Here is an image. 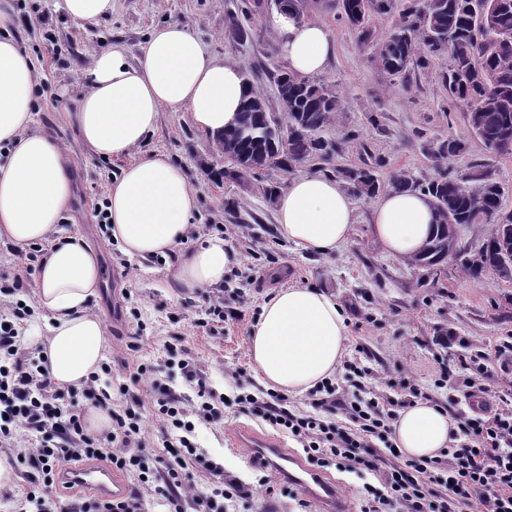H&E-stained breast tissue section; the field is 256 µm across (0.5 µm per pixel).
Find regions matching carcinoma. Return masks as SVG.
<instances>
[{"instance_id": "cac0c4a2", "label": "carcinoma", "mask_w": 512, "mask_h": 512, "mask_svg": "<svg viewBox=\"0 0 512 512\" xmlns=\"http://www.w3.org/2000/svg\"><path fill=\"white\" fill-rule=\"evenodd\" d=\"M340 17L363 42L373 37L370 19L387 15L394 0H339ZM385 70L393 75L448 55L442 76L448 97L469 107L475 135L486 148L500 153L498 142L512 137V0H407V4L376 44ZM283 112L277 117L255 91L243 103L237 123L212 137L227 166L220 178L242 185L268 171L293 169L303 161L330 163L339 146L318 136L342 110L340 95L329 85L281 73ZM465 144L448 137L432 143L428 155L437 176L420 181L403 169L382 182L368 163L334 167L332 174L348 191L371 198L384 189L419 191L429 196L436 213L434 231L411 265L441 266L453 259L477 278L493 271L512 281V213L502 212L500 185L488 174L457 173L450 162ZM482 224L486 238L473 254L458 247L463 227Z\"/></svg>"}]
</instances>
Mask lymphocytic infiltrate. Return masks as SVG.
Listing matches in <instances>:
<instances>
[{
  "label": "lymphocytic infiltrate",
  "instance_id": "obj_1",
  "mask_svg": "<svg viewBox=\"0 0 512 512\" xmlns=\"http://www.w3.org/2000/svg\"><path fill=\"white\" fill-rule=\"evenodd\" d=\"M36 258V253H29L11 283L0 285V294L10 298L9 315L0 318V446L17 449L18 465L29 471L32 487L25 496L26 506L33 512H142L138 494L72 499L62 508L43 496V489L57 482L64 463L96 458L108 461L113 469L142 475L145 486L155 488L174 512H182L183 484L173 464L162 459L151 469L140 454L146 446L142 401L131 398L130 403L110 409L111 432L90 436L83 426L84 413L90 406L109 409L110 394L92 382L79 394L62 390L40 361L30 358L19 330L32 310L12 297L24 288ZM181 370L185 380L198 388L197 403L186 406L181 395L171 390L162 391L156 403L167 429L177 432L181 447L187 448L197 423L214 422L218 411L216 395L197 367L185 360ZM322 390L307 411L296 409L274 391L259 397L245 395L239 403L294 437L317 467L334 464L375 476L378 484L366 487L362 512H469L473 507L478 512H512V408L465 419L458 426V443L440 457L398 466L393 462L398 452L390 440L394 420L390 398L377 393L341 397L332 383ZM336 414L343 415V423L333 422ZM193 461L218 479L211 497L195 500L202 512H224L223 501L249 498V489L222 478L206 455H194Z\"/></svg>",
  "mask_w": 512,
  "mask_h": 512
}]
</instances>
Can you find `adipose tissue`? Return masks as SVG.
<instances>
[{
    "mask_svg": "<svg viewBox=\"0 0 512 512\" xmlns=\"http://www.w3.org/2000/svg\"><path fill=\"white\" fill-rule=\"evenodd\" d=\"M268 24L290 73H323L335 39L321 23L274 12ZM18 16L0 0V238L24 248L50 241L35 277L44 313L41 354L53 382L85 386L98 372L106 344L103 319L89 309L101 283V263L81 236L64 235L60 222L71 208L75 183L69 148L46 133L29 132L34 97L33 59L14 33ZM87 90L68 118L81 144L96 156H125L157 126L162 111H186L200 131L233 126L251 92L238 63L220 58L187 27H157L137 60L123 46L96 50L86 71ZM110 233L132 260L164 256L185 238L195 197L182 168L161 152L125 166L106 187ZM434 211L418 192L379 193L371 231L382 249L406 258L428 239ZM279 234L296 248L325 255L346 243L356 222L351 195L334 178H292L276 198ZM236 262L220 236L181 253L172 278L188 289L213 288ZM347 327L334 296L293 286L275 291L261 308L248 339L256 372L269 389L305 393L330 379L345 351ZM452 423L429 401L403 409L393 423L396 448L407 459H432L448 447Z\"/></svg>",
    "mask_w": 512,
    "mask_h": 512,
    "instance_id": "obj_1",
    "label": "adipose tissue"
}]
</instances>
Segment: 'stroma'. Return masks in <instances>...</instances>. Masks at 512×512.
<instances>
[{"instance_id": "1", "label": "stroma", "mask_w": 512, "mask_h": 512, "mask_svg": "<svg viewBox=\"0 0 512 512\" xmlns=\"http://www.w3.org/2000/svg\"><path fill=\"white\" fill-rule=\"evenodd\" d=\"M23 26L16 33L21 48L35 56L36 92L33 130L61 139L71 149L77 198L63 232L81 233L97 249L104 277L98 297L90 304L107 328L104 360L111 375L98 385L114 405L125 404L117 386L128 368L148 362L153 372L132 391L144 403L146 466L166 457L163 419L154 408L158 390L169 387L195 403L196 388L185 382L180 362L196 364L210 389L224 396L221 418L197 425L194 442L225 476L248 484L253 495L229 512H303L304 494L277 480L265 466L250 461L246 449L230 448L226 436L238 427L278 437L288 452H301L291 436L276 433L261 419L245 412L235 399L260 395L264 386L252 366L247 340L263 303L274 291L307 285L334 295L347 323L343 363L332 381L345 395L354 382L387 394L394 411L408 404L410 390L421 399L445 407L451 420L471 415L464 385L478 364H486L485 382L501 397L512 399V281L486 272L466 276L455 262L440 270L408 266L386 254L372 235V200L355 198L358 214L351 238L326 255L298 251L284 240L276 224V207L263 193L265 185L286 187L288 174L273 171L249 188L219 180L224 167L210 136L199 132L188 112L163 111L157 127L129 157L105 160L82 147L67 114L86 91L84 72L92 53L118 43L129 59H137L153 28L177 22L191 28L211 51L251 71L254 85L269 111L280 112L276 73L287 63L267 23L268 11L253 10V0H114L110 17L80 27L56 6V0H13ZM338 0H309L305 16L325 24L336 40L335 57L321 76L344 100V108L323 136L341 145L334 164L350 167L382 161L381 179L403 168L414 176H435L427 147L453 137L466 149L451 163L453 171L487 172L502 189L504 212L512 213V154L489 151L471 132L467 108L452 103L442 75L449 65L441 57L425 69L394 76L380 65L373 46L360 44L339 17ZM237 19L250 32L244 44L225 40L224 29ZM54 38L45 50L44 32ZM162 152L183 168L196 197L192 221L198 237L181 242V250L198 239L224 237L238 256L222 286L188 290L170 276L169 264L151 258L132 261L119 245L99 230L94 208L105 199L108 181L128 161ZM241 290L236 316L225 317L204 331L195 322L210 299ZM175 344L176 356L165 345ZM447 363L451 379L440 380L439 363Z\"/></svg>"}]
</instances>
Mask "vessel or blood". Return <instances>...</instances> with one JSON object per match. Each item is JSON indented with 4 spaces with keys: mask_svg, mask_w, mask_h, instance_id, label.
I'll return each instance as SVG.
<instances>
[{
    "mask_svg": "<svg viewBox=\"0 0 512 512\" xmlns=\"http://www.w3.org/2000/svg\"><path fill=\"white\" fill-rule=\"evenodd\" d=\"M247 452L251 459L262 461L288 484L299 486L316 505L318 512H349L336 480L308 464L300 454L283 453L276 439L248 441ZM61 476L79 489L115 497L125 492L121 478L108 467L66 466L62 468Z\"/></svg>",
    "mask_w": 512,
    "mask_h": 512,
    "instance_id": "1",
    "label": "vessel or blood"
}]
</instances>
